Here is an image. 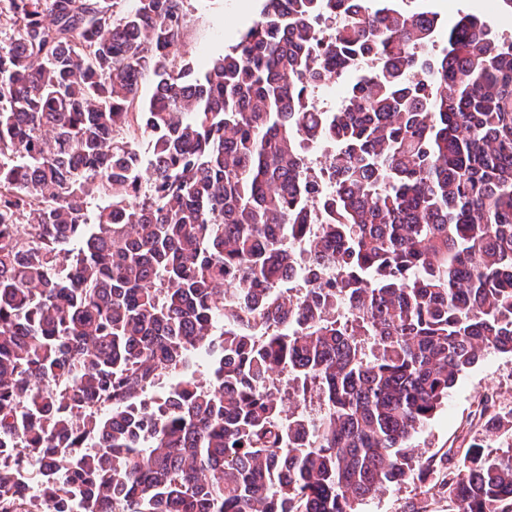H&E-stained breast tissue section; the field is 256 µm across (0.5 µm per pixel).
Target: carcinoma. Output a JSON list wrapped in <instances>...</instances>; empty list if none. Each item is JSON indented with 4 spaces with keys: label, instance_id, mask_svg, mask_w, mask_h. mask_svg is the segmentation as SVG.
Instances as JSON below:
<instances>
[{
    "label": "carcinoma",
    "instance_id": "1",
    "mask_svg": "<svg viewBox=\"0 0 512 512\" xmlns=\"http://www.w3.org/2000/svg\"><path fill=\"white\" fill-rule=\"evenodd\" d=\"M185 3L0 0V512H357L413 476L459 376L512 356V42L476 14L263 0L190 64ZM333 77L340 106L308 111ZM313 222L330 270L293 295ZM501 437L440 473L448 512H512Z\"/></svg>",
    "mask_w": 512,
    "mask_h": 512
}]
</instances>
